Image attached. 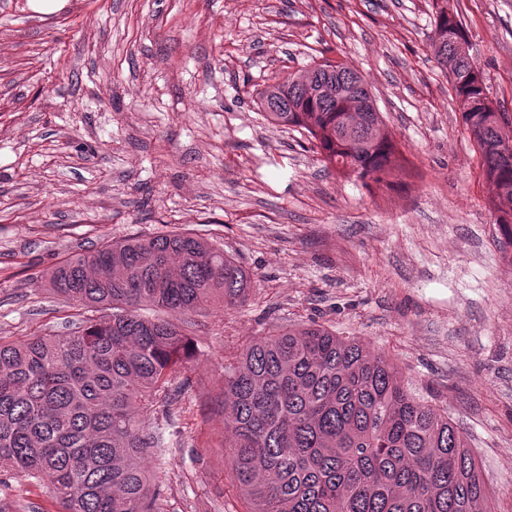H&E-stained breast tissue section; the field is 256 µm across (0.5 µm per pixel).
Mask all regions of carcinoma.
<instances>
[{"instance_id": "cac0c4a2", "label": "carcinoma", "mask_w": 512, "mask_h": 512, "mask_svg": "<svg viewBox=\"0 0 512 512\" xmlns=\"http://www.w3.org/2000/svg\"><path fill=\"white\" fill-rule=\"evenodd\" d=\"M461 118L483 176L512 196V153L501 148L487 83L448 40ZM257 90L270 123L300 131L325 167L377 190L390 186L399 149L379 112L339 122L336 90L364 84L341 64L307 69ZM512 245V205L491 199ZM45 286L94 312L62 336L0 342V470L46 478L63 512H158L146 457L166 447L148 415L167 405L173 367L191 359L187 326L146 309L200 315L243 305L252 274L189 233L131 237L75 254ZM224 469L245 512H491L463 433L408 387L396 364L355 336L316 323L283 326L224 353Z\"/></svg>"}]
</instances>
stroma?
Listing matches in <instances>:
<instances>
[{
    "instance_id": "stroma-1",
    "label": "stroma",
    "mask_w": 512,
    "mask_h": 512,
    "mask_svg": "<svg viewBox=\"0 0 512 512\" xmlns=\"http://www.w3.org/2000/svg\"><path fill=\"white\" fill-rule=\"evenodd\" d=\"M512 113V0H449ZM435 0H0V341L86 316L39 277L135 236L188 232L251 272L177 367L162 512H244L224 473V353L313 320L395 360L447 405L494 512H512V260L432 41ZM359 71L413 169L371 193L269 124L262 85L322 61ZM192 387H182L184 377ZM0 512H61L0 472Z\"/></svg>"
}]
</instances>
